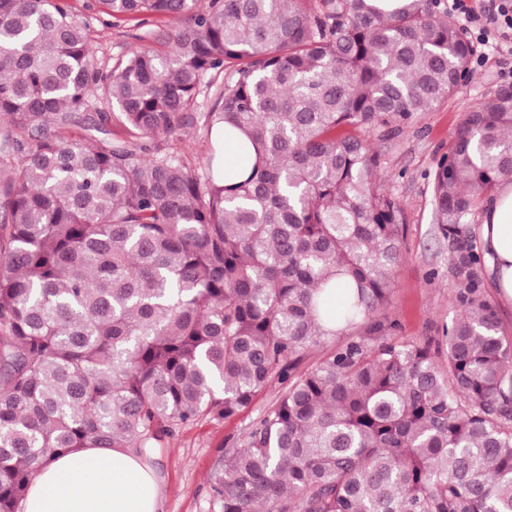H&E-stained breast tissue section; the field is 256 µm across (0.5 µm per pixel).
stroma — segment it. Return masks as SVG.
Returning a JSON list of instances; mask_svg holds the SVG:
<instances>
[{
    "instance_id": "obj_1",
    "label": "stroma",
    "mask_w": 512,
    "mask_h": 512,
    "mask_svg": "<svg viewBox=\"0 0 512 512\" xmlns=\"http://www.w3.org/2000/svg\"><path fill=\"white\" fill-rule=\"evenodd\" d=\"M92 2L66 0L74 16L88 24L92 53L104 70L138 45L166 53L170 34L181 24L174 17L117 21ZM503 85H512V53L486 49L481 62L470 63L466 80L445 103L419 113L394 138L374 142L381 159L377 178L399 201L403 214L401 260L387 311L396 324L393 340L438 351L443 327L459 313L448 276V243L435 223L431 174L466 112ZM281 392V384L271 382L235 416L199 418L156 450L152 464L163 484L162 512H210L211 484L225 452L239 446Z\"/></svg>"
}]
</instances>
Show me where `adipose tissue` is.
Listing matches in <instances>:
<instances>
[{"label": "adipose tissue", "instance_id": "ef3b65f1", "mask_svg": "<svg viewBox=\"0 0 512 512\" xmlns=\"http://www.w3.org/2000/svg\"><path fill=\"white\" fill-rule=\"evenodd\" d=\"M480 242L501 300L512 302V183L487 199ZM156 470L128 448L59 455L29 486L23 512H160Z\"/></svg>", "mask_w": 512, "mask_h": 512}]
</instances>
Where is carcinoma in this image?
Masks as SVG:
<instances>
[{
	"instance_id": "1",
	"label": "carcinoma",
	"mask_w": 512,
	"mask_h": 512,
	"mask_svg": "<svg viewBox=\"0 0 512 512\" xmlns=\"http://www.w3.org/2000/svg\"><path fill=\"white\" fill-rule=\"evenodd\" d=\"M96 2L183 24L167 56L140 45L104 72L60 0H0V512L58 453L148 457L274 379L282 394L226 453L212 512H512V343L469 224L512 181V86L469 110L432 174L459 309L445 364L365 341L396 329L403 237L371 137L465 78L448 7ZM210 73L224 88L194 113ZM102 96L118 111L93 109ZM197 123L222 133L198 167L173 145ZM240 134L255 162L227 168Z\"/></svg>"
}]
</instances>
